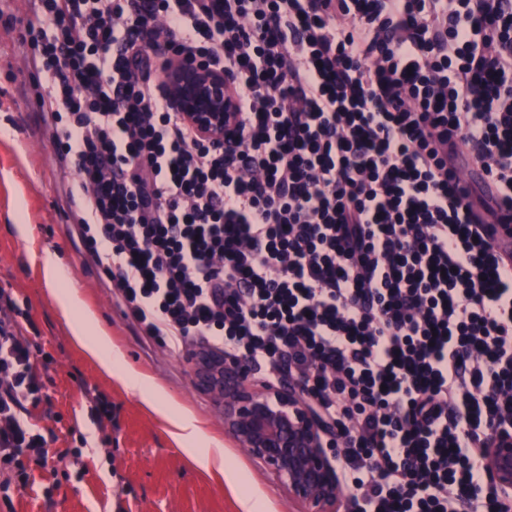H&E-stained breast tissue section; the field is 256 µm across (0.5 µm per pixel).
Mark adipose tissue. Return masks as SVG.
I'll list each match as a JSON object with an SVG mask.
<instances>
[{
    "mask_svg": "<svg viewBox=\"0 0 512 512\" xmlns=\"http://www.w3.org/2000/svg\"><path fill=\"white\" fill-rule=\"evenodd\" d=\"M59 304L66 314L74 318L72 333L75 339L88 348L103 369L117 378L125 388L139 393L146 400H154V386L140 374L129 371L122 355L113 349L110 338L104 331L92 330L91 315L81 310L77 292L71 290L61 294Z\"/></svg>",
    "mask_w": 512,
    "mask_h": 512,
    "instance_id": "1",
    "label": "adipose tissue"
}]
</instances>
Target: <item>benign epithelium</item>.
Returning a JSON list of instances; mask_svg holds the SVG:
<instances>
[{
  "mask_svg": "<svg viewBox=\"0 0 512 512\" xmlns=\"http://www.w3.org/2000/svg\"><path fill=\"white\" fill-rule=\"evenodd\" d=\"M162 88L173 109L199 133L222 143L233 138L234 99L224 71L180 56L165 57ZM197 385L224 410V427L250 455L266 465L308 512H337L342 494L336 448L290 377L254 380L246 361L204 353L193 359ZM485 464L492 487L512 491V434L489 435Z\"/></svg>",
  "mask_w": 512,
  "mask_h": 512,
  "instance_id": "obj_1",
  "label": "benign epithelium"
}]
</instances>
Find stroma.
Here are the masks:
<instances>
[{
  "mask_svg": "<svg viewBox=\"0 0 512 512\" xmlns=\"http://www.w3.org/2000/svg\"><path fill=\"white\" fill-rule=\"evenodd\" d=\"M31 16L26 0H0V289L16 303L24 335L51 358L42 371L49 400L31 408L29 421L54 439L45 466L31 468L27 488L0 496V512H242L240 500L247 495L264 501L266 512H301V504L225 430L213 396L193 383L189 356L139 336L81 246L51 132L29 103L20 34ZM47 253L68 274L61 290L77 289L127 368L158 387V408L101 375L74 341L71 317L45 284ZM100 393L112 402L111 420L95 416ZM167 409L193 414L206 440L222 444V479L204 473L171 439Z\"/></svg>",
  "mask_w": 512,
  "mask_h": 512,
  "instance_id": "35a3bbf8",
  "label": "stroma"
}]
</instances>
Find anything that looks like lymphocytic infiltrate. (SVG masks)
I'll return each mask as SVG.
<instances>
[{"instance_id":"obj_1","label":"lymphocytic infiltrate","mask_w":512,"mask_h":512,"mask_svg":"<svg viewBox=\"0 0 512 512\" xmlns=\"http://www.w3.org/2000/svg\"><path fill=\"white\" fill-rule=\"evenodd\" d=\"M23 45L84 250L142 336L299 381L351 512H512V0H34ZM223 69L232 144L169 104ZM481 172L468 182L461 164ZM0 289V469L48 440L38 345ZM485 464L492 487L512 491V434L495 431L489 435Z\"/></svg>"}]
</instances>
